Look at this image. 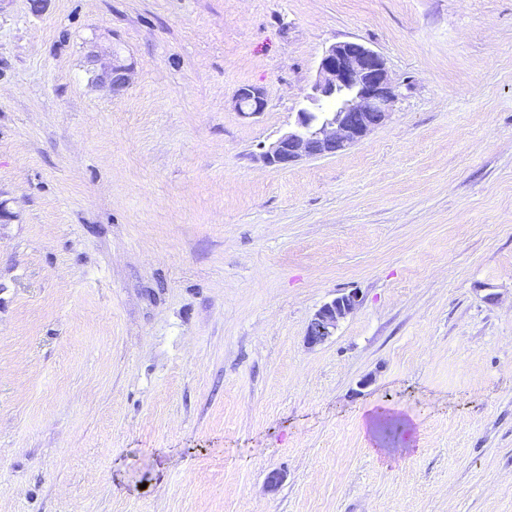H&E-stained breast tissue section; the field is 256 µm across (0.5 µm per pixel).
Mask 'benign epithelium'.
<instances>
[{
	"mask_svg": "<svg viewBox=\"0 0 512 512\" xmlns=\"http://www.w3.org/2000/svg\"><path fill=\"white\" fill-rule=\"evenodd\" d=\"M105 78L114 90L127 84L120 65L105 71ZM397 100V87L381 54L356 40L333 43L322 53L316 79L299 102L294 121L263 146L260 158L267 166L286 169L303 159L341 153L386 123ZM235 103L239 111L256 114L265 109L266 93L259 87L242 86ZM357 303L355 293L324 303L308 323V344L321 345L335 336Z\"/></svg>",
	"mask_w": 512,
	"mask_h": 512,
	"instance_id": "1",
	"label": "benign epithelium"
}]
</instances>
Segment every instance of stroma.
I'll use <instances>...</instances> for the list:
<instances>
[{"label":"stroma","instance_id":"35a3bbf8","mask_svg":"<svg viewBox=\"0 0 512 512\" xmlns=\"http://www.w3.org/2000/svg\"><path fill=\"white\" fill-rule=\"evenodd\" d=\"M353 39L390 119L265 166ZM0 512H512V0H0ZM235 103L240 112L251 114L263 112L266 106V93L259 87L242 86L236 92ZM358 303L357 294H341L324 303L310 319L306 329L309 345L324 344L335 336L340 322L345 319Z\"/></svg>","mask_w":512,"mask_h":512}]
</instances>
